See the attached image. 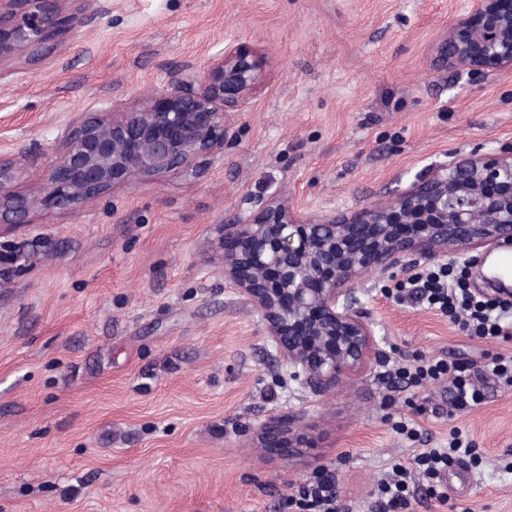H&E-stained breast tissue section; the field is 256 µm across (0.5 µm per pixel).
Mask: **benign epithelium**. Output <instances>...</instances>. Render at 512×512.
<instances>
[{
	"label": "benign epithelium",
	"instance_id": "1",
	"mask_svg": "<svg viewBox=\"0 0 512 512\" xmlns=\"http://www.w3.org/2000/svg\"><path fill=\"white\" fill-rule=\"evenodd\" d=\"M472 12L481 24L451 21L431 74L512 72V2L473 0ZM100 13L97 0H0V80L62 51L61 30ZM263 75L261 56L233 47L109 118L81 113L54 142L34 192L15 188L23 168L0 153V223L26 224L36 209L72 213L119 186L215 159L226 113L238 110ZM479 248L486 255L512 248V142L429 165L387 204L306 214L273 196L240 223L218 225L209 260L224 264L225 279L265 323L292 376L324 393L384 355L355 297L366 276L392 281L422 260ZM295 420L274 415L262 428L280 433Z\"/></svg>",
	"mask_w": 512,
	"mask_h": 512
}]
</instances>
